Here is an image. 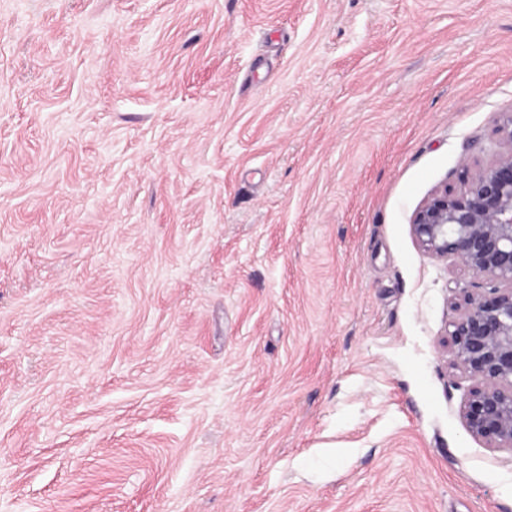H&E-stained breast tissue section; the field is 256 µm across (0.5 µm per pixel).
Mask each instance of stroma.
I'll use <instances>...</instances> for the list:
<instances>
[{
    "instance_id": "obj_1",
    "label": "stroma",
    "mask_w": 512,
    "mask_h": 512,
    "mask_svg": "<svg viewBox=\"0 0 512 512\" xmlns=\"http://www.w3.org/2000/svg\"><path fill=\"white\" fill-rule=\"evenodd\" d=\"M512 112V0H0V512H512L415 210Z\"/></svg>"
}]
</instances>
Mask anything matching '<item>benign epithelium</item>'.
<instances>
[{
  "mask_svg": "<svg viewBox=\"0 0 512 512\" xmlns=\"http://www.w3.org/2000/svg\"><path fill=\"white\" fill-rule=\"evenodd\" d=\"M502 151L463 189L443 187L415 212L412 234L435 258L456 260L490 288H461L449 323L453 366L475 381L462 407L468 432L512 451V112L495 119Z\"/></svg>",
  "mask_w": 512,
  "mask_h": 512,
  "instance_id": "1",
  "label": "benign epithelium"
}]
</instances>
